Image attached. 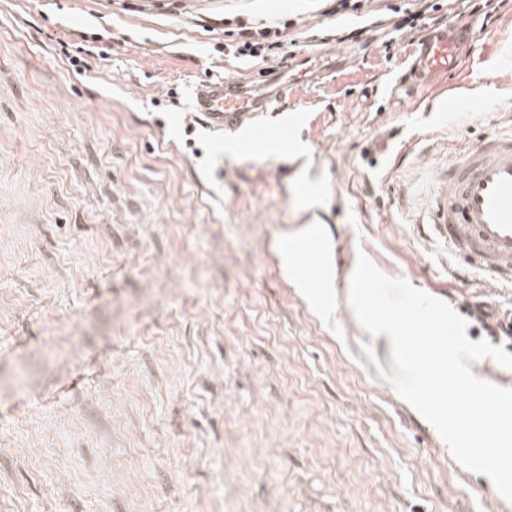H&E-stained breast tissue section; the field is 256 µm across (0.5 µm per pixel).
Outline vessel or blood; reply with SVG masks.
Wrapping results in <instances>:
<instances>
[{
    "mask_svg": "<svg viewBox=\"0 0 512 512\" xmlns=\"http://www.w3.org/2000/svg\"><path fill=\"white\" fill-rule=\"evenodd\" d=\"M469 35L452 25L420 37L405 72L395 85H428L453 71ZM293 74H263L258 80H208L197 87L191 107L214 131H248L290 139L287 124L260 126L258 117L279 111L292 83H317L340 70L339 56L300 57ZM428 238L444 242L448 257L461 268L481 271L499 285L512 286V129L479 138L439 167L417 218Z\"/></svg>",
    "mask_w": 512,
    "mask_h": 512,
    "instance_id": "vessel-or-blood-1",
    "label": "vessel or blood"
}]
</instances>
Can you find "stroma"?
Here are the masks:
<instances>
[{
	"label": "stroma",
	"mask_w": 512,
	"mask_h": 512,
	"mask_svg": "<svg viewBox=\"0 0 512 512\" xmlns=\"http://www.w3.org/2000/svg\"><path fill=\"white\" fill-rule=\"evenodd\" d=\"M407 6L0 0V512H512L396 394L348 299L363 253L512 346L491 333L512 288L413 226L454 149L512 127V10L488 28L448 0L459 69L380 95L414 48ZM234 16L286 24L290 58L352 54L295 85L294 141L189 113L205 77L270 68L225 54ZM310 224L323 263L288 276L280 237Z\"/></svg>",
	"instance_id": "35a3bbf8"
}]
</instances>
